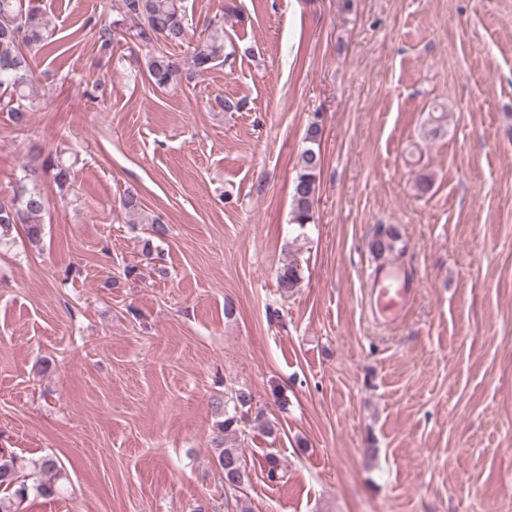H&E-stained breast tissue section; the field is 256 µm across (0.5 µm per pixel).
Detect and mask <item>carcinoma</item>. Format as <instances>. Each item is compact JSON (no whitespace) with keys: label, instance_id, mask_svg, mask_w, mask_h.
Listing matches in <instances>:
<instances>
[{"label":"carcinoma","instance_id":"obj_1","mask_svg":"<svg viewBox=\"0 0 512 512\" xmlns=\"http://www.w3.org/2000/svg\"><path fill=\"white\" fill-rule=\"evenodd\" d=\"M136 23L135 37L148 48L162 40L168 44H181L188 36V21L183 0H119L117 26L125 19ZM47 20L34 0H0V106L10 113L11 121L18 128L27 124L28 109L31 108L36 81V55L43 48V36ZM224 55V37L215 33L193 48L190 74L202 73L214 66ZM149 79L158 87L165 88L182 77L180 62L171 55L148 52L144 56ZM322 127L313 122L308 125L298 171L292 187L291 223L303 227L313 223L314 204L319 186L322 159L318 150ZM53 171V180L59 190L70 187V173L60 160L45 158L41 164L23 166L24 176L20 191L11 203L0 202V244L16 224L26 226L29 241H40L43 224L42 215L47 201L38 182L48 171ZM128 214L142 216V223L150 225L153 237L162 240L168 235V225L159 216L143 214L141 199L134 192H127L120 201ZM399 234L391 224H379L374 232L370 249L374 257L382 259L393 254ZM302 280L299 263L290 260L276 276L278 290L287 295L298 287ZM252 395L243 388L224 393V419L217 424L220 436L215 438L216 452L213 464L220 473L224 488L238 490L248 481L241 449L225 445V435L234 433L239 423L252 407ZM66 471L59 458L46 455L27 462L7 448H0V512H24V503L29 492L53 496L61 489Z\"/></svg>","mask_w":512,"mask_h":512}]
</instances>
